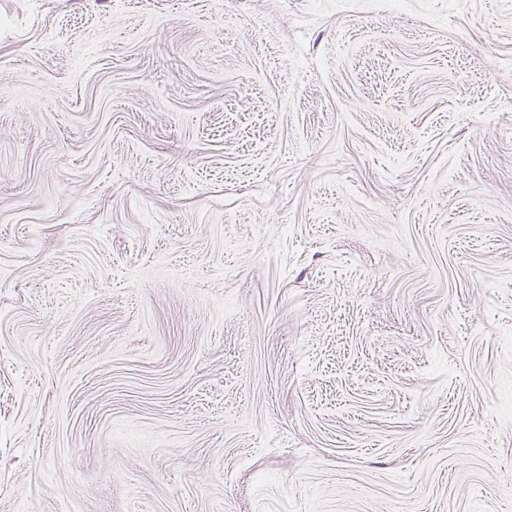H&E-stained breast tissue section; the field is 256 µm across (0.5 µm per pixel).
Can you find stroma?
Instances as JSON below:
<instances>
[{
    "label": "stroma",
    "mask_w": 512,
    "mask_h": 512,
    "mask_svg": "<svg viewBox=\"0 0 512 512\" xmlns=\"http://www.w3.org/2000/svg\"><path fill=\"white\" fill-rule=\"evenodd\" d=\"M0 512H512V0H0Z\"/></svg>",
    "instance_id": "35a3bbf8"
}]
</instances>
